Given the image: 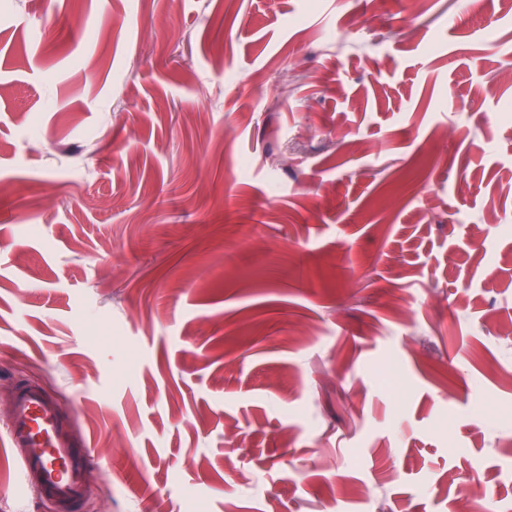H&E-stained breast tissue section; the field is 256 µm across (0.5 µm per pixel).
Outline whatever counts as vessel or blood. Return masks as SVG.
<instances>
[{
	"label": "vessel or blood",
	"mask_w": 512,
	"mask_h": 512,
	"mask_svg": "<svg viewBox=\"0 0 512 512\" xmlns=\"http://www.w3.org/2000/svg\"><path fill=\"white\" fill-rule=\"evenodd\" d=\"M7 435L19 464L20 492L33 493L55 512H70L85 497L89 451L73 444L69 420L53 395L35 385H17Z\"/></svg>",
	"instance_id": "vessel-or-blood-1"
}]
</instances>
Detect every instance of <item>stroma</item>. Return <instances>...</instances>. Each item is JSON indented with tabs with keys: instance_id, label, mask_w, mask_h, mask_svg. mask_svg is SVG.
<instances>
[{
	"instance_id": "35a3bbf8",
	"label": "stroma",
	"mask_w": 512,
	"mask_h": 512,
	"mask_svg": "<svg viewBox=\"0 0 512 512\" xmlns=\"http://www.w3.org/2000/svg\"><path fill=\"white\" fill-rule=\"evenodd\" d=\"M413 8L0 0V512L23 380L75 512H512V0Z\"/></svg>"
}]
</instances>
